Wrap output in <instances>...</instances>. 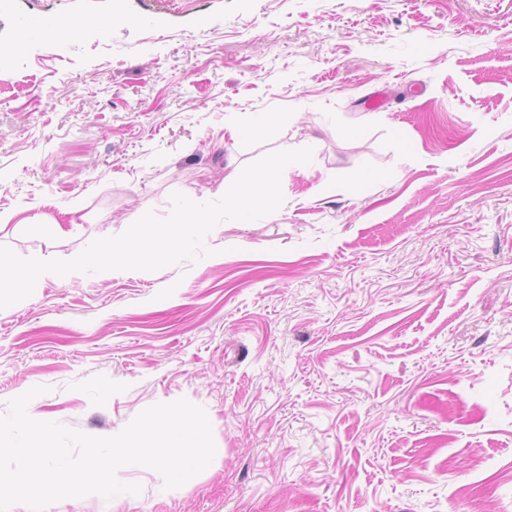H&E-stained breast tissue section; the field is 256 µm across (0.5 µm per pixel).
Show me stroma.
<instances>
[{"mask_svg": "<svg viewBox=\"0 0 512 512\" xmlns=\"http://www.w3.org/2000/svg\"><path fill=\"white\" fill-rule=\"evenodd\" d=\"M102 27L15 40L39 21ZM386 91L384 109L368 105ZM309 147L213 256L0 309V415L118 434L202 406L210 465L46 512H512V0H0V232L70 259Z\"/></svg>", "mask_w": 512, "mask_h": 512, "instance_id": "35a3bbf8", "label": "stroma"}]
</instances>
